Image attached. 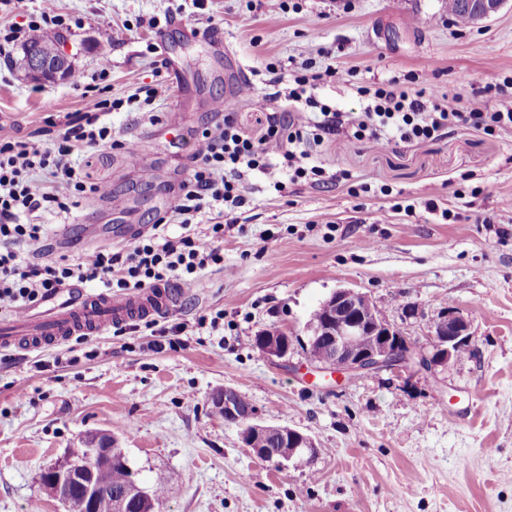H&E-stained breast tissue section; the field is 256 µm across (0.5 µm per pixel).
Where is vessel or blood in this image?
<instances>
[{"label":"vessel or blood","instance_id":"1","mask_svg":"<svg viewBox=\"0 0 512 512\" xmlns=\"http://www.w3.org/2000/svg\"><path fill=\"white\" fill-rule=\"evenodd\" d=\"M175 299L171 288L161 285L126 295L87 294L78 303L51 311L40 318L20 316L0 324V349L34 351L73 336H90L107 326L132 319L145 320L163 313Z\"/></svg>","mask_w":512,"mask_h":512}]
</instances>
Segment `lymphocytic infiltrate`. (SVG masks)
I'll return each mask as SVG.
<instances>
[{
  "label": "lymphocytic infiltrate",
  "instance_id": "1",
  "mask_svg": "<svg viewBox=\"0 0 512 512\" xmlns=\"http://www.w3.org/2000/svg\"><path fill=\"white\" fill-rule=\"evenodd\" d=\"M65 20L56 0H40L25 26L0 32V56L31 36L47 34ZM312 58L300 63L293 88H284V74L268 66L269 84L285 98L288 109L268 113L259 135L239 127L233 109L222 122L202 131L196 152L170 210L159 216L149 234L128 247H104L85 253L76 263L60 259L44 263L23 259L21 248H39L47 237L39 213L71 212L79 199L109 194L108 186L86 181L75 158L89 149H114L112 128L104 123L117 101L87 95L84 112L57 129L49 146L25 140H0V311L22 314L54 299L62 289L96 283L124 292L179 282L197 287L202 271L224 262V224L197 226V218L224 210L248 207L247 177L255 171L286 164L292 179L323 183L325 170L311 164L310 146L339 135L382 151L402 143L441 136L453 127L512 131V81L486 84L482 92L495 108H470L463 96L437 94L391 79L374 87H358L362 106L344 112L321 103L315 90L323 76H335L336 67L313 72ZM183 228L168 236L171 224Z\"/></svg>",
  "mask_w": 512,
  "mask_h": 512
}]
</instances>
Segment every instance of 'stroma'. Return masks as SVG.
Returning a JSON list of instances; mask_svg holds the SVG:
<instances>
[{
	"instance_id": "1",
	"label": "stroma",
	"mask_w": 512,
	"mask_h": 512,
	"mask_svg": "<svg viewBox=\"0 0 512 512\" xmlns=\"http://www.w3.org/2000/svg\"><path fill=\"white\" fill-rule=\"evenodd\" d=\"M290 2L283 11L274 0H208L215 33L206 36L192 0H58L82 20L58 33L75 73L92 74L110 30L127 29L111 44L104 97L123 100L160 80L169 87L152 105L108 117L117 138L152 135L154 172L139 173L126 150H90L88 181L108 184L138 223L153 224L185 180L198 135L217 122L213 104L238 64L251 76L309 51L338 68L317 96L344 112L358 110L357 87L408 76L484 111L492 102L478 87L512 77V0L475 25L453 21L448 0ZM150 42L161 55L147 53ZM22 58L17 46L0 59V138L45 146L47 120L79 117L85 88L73 77L33 79ZM270 92L259 83L240 98L243 129L278 110ZM311 160L328 170L324 184L289 181L279 167L249 175L254 206L234 211L242 230L225 244L223 267L206 268L159 316L160 326H186L163 349L106 330L81 344L0 350V512H72L41 475L81 437L105 431L145 490L159 476L172 488L160 512H512V131L461 127L383 151L341 136ZM39 221L53 260L83 255L74 241L88 224L110 230L97 247L126 244L124 215L96 197ZM339 288L366 293L426 351L432 322L456 307L473 353L445 369L324 381L306 361L304 325ZM219 311L223 326L198 329L200 315ZM273 326L292 338L287 358L256 346ZM225 387L263 420L309 435L318 455L282 470L243 447L237 427L213 412L211 395Z\"/></svg>"
}]
</instances>
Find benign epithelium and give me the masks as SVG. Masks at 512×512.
<instances>
[{
  "instance_id": "obj_1",
  "label": "benign epithelium",
  "mask_w": 512,
  "mask_h": 512,
  "mask_svg": "<svg viewBox=\"0 0 512 512\" xmlns=\"http://www.w3.org/2000/svg\"><path fill=\"white\" fill-rule=\"evenodd\" d=\"M506 0H462L473 23L482 22L496 14ZM23 67L32 78L54 80L67 75L72 68L71 54L62 42H56L55 52L43 55L34 49L23 54ZM326 316L311 320L304 326L306 339L326 344L329 362L315 366L318 372L328 370L336 376H353L369 372L408 368L412 365L448 368L457 360V350L471 341L469 322L454 309L442 312L434 324L433 352L420 349L405 350L407 340L401 332L381 315L368 295L349 288L333 292L323 303ZM373 337L363 344L360 338ZM290 337L263 336L258 341L260 351L269 356L284 358L290 351ZM212 404L224 410V420L239 428L244 447L258 457L288 467L294 457L316 456V444L301 431L282 424H270L259 419L255 408L239 407L236 392L230 387L217 392ZM271 438L275 448H262L257 439ZM125 455L110 433L90 434L83 439L82 452L68 454L62 461L48 467L42 480L50 495L72 505L77 512H128L129 502L139 506V512H156L158 501L130 475L127 491L115 496L101 489L96 481L97 470L108 468Z\"/></svg>"
}]
</instances>
